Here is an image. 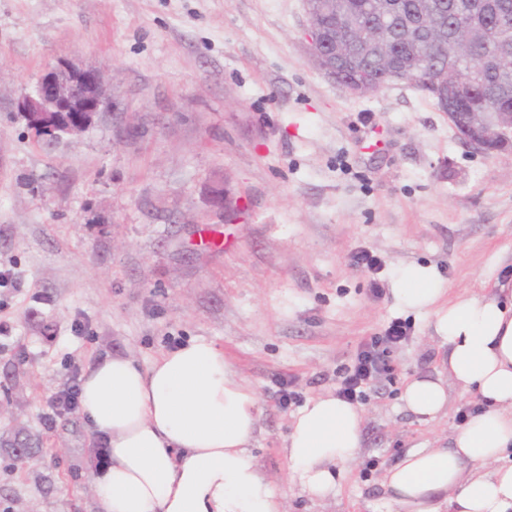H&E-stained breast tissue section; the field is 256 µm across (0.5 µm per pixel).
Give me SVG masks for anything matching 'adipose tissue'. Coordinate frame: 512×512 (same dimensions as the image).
I'll use <instances>...</instances> for the list:
<instances>
[{"mask_svg":"<svg viewBox=\"0 0 512 512\" xmlns=\"http://www.w3.org/2000/svg\"><path fill=\"white\" fill-rule=\"evenodd\" d=\"M497 295L440 304L443 282L402 266L392 293L407 311L431 313L448 347L436 375L411 376L402 399L435 419L449 388L481 406L449 448H415L382 486L399 512H512V277ZM79 411L107 463L92 479L95 512H285L284 493L250 452L259 421L256 390L223 349L194 339L141 368L129 354L97 356L83 370ZM362 414L336 395L310 399L294 417L284 451L291 478L324 498L362 444Z\"/></svg>","mask_w":512,"mask_h":512,"instance_id":"1","label":"adipose tissue"}]
</instances>
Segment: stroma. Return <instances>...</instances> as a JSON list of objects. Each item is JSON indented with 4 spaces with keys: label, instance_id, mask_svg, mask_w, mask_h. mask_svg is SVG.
I'll list each match as a JSON object with an SVG mask.
<instances>
[{
    "label": "stroma",
    "instance_id": "35a3bbf8",
    "mask_svg": "<svg viewBox=\"0 0 512 512\" xmlns=\"http://www.w3.org/2000/svg\"><path fill=\"white\" fill-rule=\"evenodd\" d=\"M305 25L303 0H0V440L36 443L26 463L0 456V512H92L104 451L79 412L46 422L51 400L96 355L146 368L192 338L256 389L250 450L286 512H388L386 469L450 446L471 400L449 389L429 421L405 408L407 379L448 348L392 281L416 264L445 301L494 293L512 272V152L465 145L408 82L349 94L310 62ZM61 62L99 70L112 106L48 143L16 103ZM361 248L378 272L352 265ZM396 319L394 378L360 404L339 490L314 498L283 451L292 418Z\"/></svg>",
    "mask_w": 512,
    "mask_h": 512
}]
</instances>
